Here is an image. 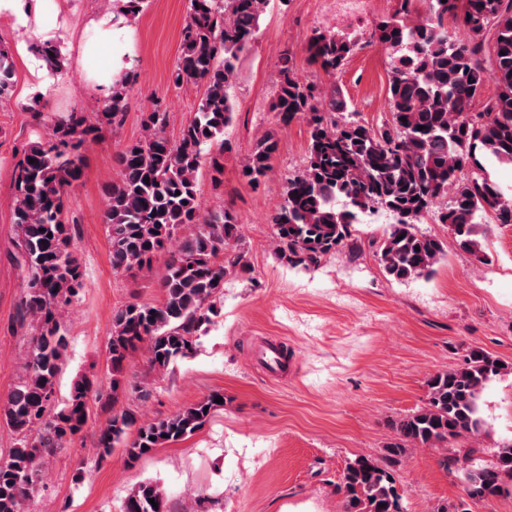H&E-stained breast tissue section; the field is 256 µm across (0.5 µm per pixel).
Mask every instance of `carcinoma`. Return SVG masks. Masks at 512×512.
Instances as JSON below:
<instances>
[{
    "label": "carcinoma",
    "mask_w": 512,
    "mask_h": 512,
    "mask_svg": "<svg viewBox=\"0 0 512 512\" xmlns=\"http://www.w3.org/2000/svg\"><path fill=\"white\" fill-rule=\"evenodd\" d=\"M270 2L189 0L173 81L204 87L196 112L176 141L165 133V113L156 108L143 113L142 135L118 155L119 180L104 214L112 269L149 270L157 257L166 259L159 283L162 300L130 302L112 317L108 359L114 392L122 386L124 362L142 346L150 366L158 369L188 356L194 336L216 313L224 279L249 271L233 211H200L199 175L206 167L211 182L222 183L229 150L224 129L234 116L227 88ZM414 2L398 0L394 14L373 34L375 42L400 48L389 71L390 119L378 128L356 118L340 95L325 97L301 81L292 58L282 57L271 111L284 126L304 120L309 134L306 169L288 181L283 203L269 218L278 258L290 266L317 265L345 246L358 213L379 207L396 216L382 236L379 260L386 274L399 281L432 274L444 258L442 242L417 230L434 206H439L438 222L474 253L482 251L479 214L492 211L499 223L512 224V200L475 156L482 150L512 165V0H428L429 17L411 23ZM450 17L467 29V41L452 40ZM356 47L346 36L315 31L307 40V60L334 72ZM35 52L49 74L65 70L66 59L56 45L42 43ZM132 81L129 71L113 79L104 117L114 126L124 121ZM489 81L497 85V94L482 111H472ZM13 83L12 58L0 48V105L9 100ZM97 133L82 113L72 112L54 122L45 138L28 144L16 165L14 215L28 272L22 308L35 336L27 375L0 406V416L20 435L9 458L0 462V512H23L41 479L37 459L62 447L88 421L94 380L85 376L76 383L61 409L55 407V386L67 347L62 313L83 284L71 227L63 218L66 195L82 177L79 150ZM278 147L277 132L258 137L242 178L251 185L267 178ZM189 227L194 228L191 236L177 250H167L173 235ZM496 362L485 349L470 347L456 368L429 376L424 405L391 423L395 439L383 453L347 462L336 485L346 512H406L392 477L409 447L439 450L440 465L460 474L470 499L496 497L512 486V444L497 448L490 465L478 463L472 448L448 454V441L480 432L479 395L509 369ZM220 396L214 392L139 426L127 412L113 414L99 435L100 458L121 444L133 462L187 438L204 425ZM133 426L136 434L129 440ZM123 512L170 508L158 485L142 482L127 496Z\"/></svg>",
    "instance_id": "obj_1"
}]
</instances>
